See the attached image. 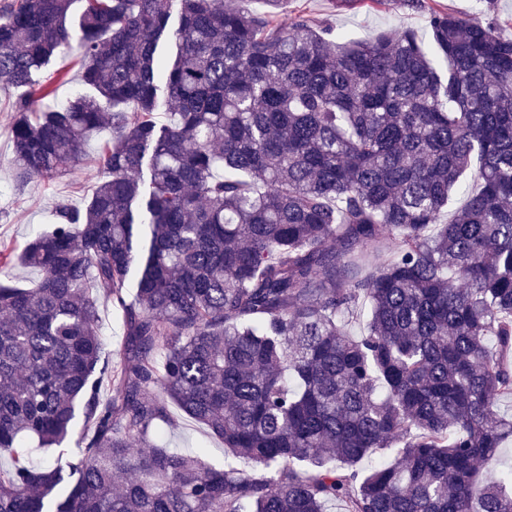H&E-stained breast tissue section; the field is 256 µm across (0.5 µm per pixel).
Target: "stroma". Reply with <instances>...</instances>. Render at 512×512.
Masks as SVG:
<instances>
[{"label": "stroma", "mask_w": 512, "mask_h": 512, "mask_svg": "<svg viewBox=\"0 0 512 512\" xmlns=\"http://www.w3.org/2000/svg\"><path fill=\"white\" fill-rule=\"evenodd\" d=\"M434 8L447 9L466 21H497L502 34L512 37V0H424L418 8L408 7L404 0H386L382 5L361 0L346 9L338 7L336 0H283L277 19L286 27L302 12L351 40H369L382 32L396 37L410 30L426 42L430 39L429 12ZM16 97V91L0 90V246L19 250L53 223V211L59 203H77L91 195L95 186L93 161L101 139L91 137L82 162L70 166L62 178L47 182L33 177L24 188H17L8 137ZM163 438L169 447L180 451H204L213 466L225 462L223 442L183 413H176L174 424L164 429Z\"/></svg>", "instance_id": "1"}]
</instances>
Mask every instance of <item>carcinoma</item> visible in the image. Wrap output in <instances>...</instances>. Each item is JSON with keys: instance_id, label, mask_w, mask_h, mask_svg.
<instances>
[{"instance_id": "cac0c4a2", "label": "carcinoma", "mask_w": 512, "mask_h": 512, "mask_svg": "<svg viewBox=\"0 0 512 512\" xmlns=\"http://www.w3.org/2000/svg\"><path fill=\"white\" fill-rule=\"evenodd\" d=\"M74 2L0 0L18 185L110 132L91 197L0 249L41 272L0 282V512H512V466L487 468L512 441V38L179 0L167 62L172 0H83L75 27ZM74 42L87 92L45 108ZM172 404L248 468L161 444ZM79 422L76 479L32 466ZM100 316L103 339L112 349V352H116L124 340L122 311L112 306L110 301L105 300L100 306Z\"/></svg>"}]
</instances>
